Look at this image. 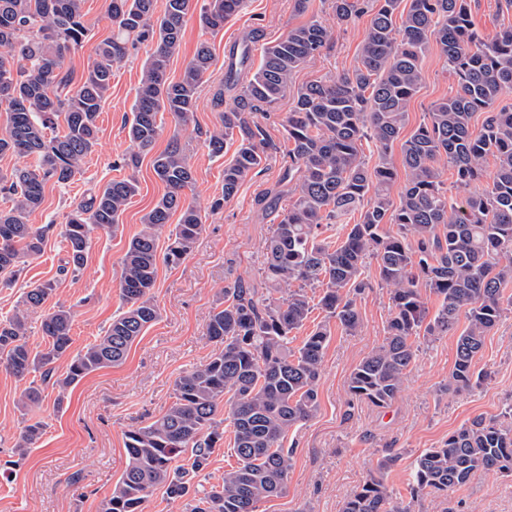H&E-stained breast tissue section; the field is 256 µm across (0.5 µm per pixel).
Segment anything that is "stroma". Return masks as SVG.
<instances>
[{"mask_svg":"<svg viewBox=\"0 0 512 512\" xmlns=\"http://www.w3.org/2000/svg\"><path fill=\"white\" fill-rule=\"evenodd\" d=\"M205 2L193 0L168 72L171 79H178L197 45L206 41L213 52L210 73L188 129H180L171 115H163L155 144L160 152L172 137L180 138L195 172L187 199L201 211L203 232L179 266H159L153 295L160 317L135 341L122 365L100 369L64 391L45 386L43 401L26 408L20 398L28 379L14 376L0 360V512H100L102 499L126 467L125 433L165 413L175 400L176 379L215 353L208 324L224 301L225 289L242 281L258 294L267 292L263 254L277 219L262 211L257 200L276 184L284 165L283 123L293 98L285 96L258 114L267 140L277 151L221 209L212 210L224 184V161L210 155L205 140L221 126L222 110L214 102V93L224 77L227 50L250 42L251 63L256 66L264 44L311 20L322 21L331 29V39L320 55L293 75L291 85L297 88L352 69L368 20L337 22L331 0H310L303 13L295 10L294 0H244L242 9L213 35L201 23ZM81 6L92 39L66 60L78 72L94 60L97 42L112 35L107 0H82ZM149 51V45H139L114 64L94 151L69 186L46 185L43 204L32 213L30 223H64L74 202L124 176L119 163L132 149L125 119ZM423 73V83L409 107L406 128L410 131L425 121L432 103L457 89L456 77L436 51L427 52ZM136 176L138 194L122 213L116 231L94 232L84 267L76 273L66 271V244L50 234L43 253L27 260L16 282L0 286V320L16 313L26 288L51 281L55 290L50 304L64 305L72 312V351H80L104 334L113 317L125 309L119 281L127 244L140 232L143 215L165 191L151 156L142 157ZM363 278L368 287L357 298L361 326L353 335L332 327L319 381L318 410L288 435L294 451L287 489L261 502L258 512H342L347 498L386 457L392 463L384 473L385 484L394 502L410 512H512V476L479 474L445 496L417 500L411 496L417 456L439 447L449 432L476 416L494 417L512 404V311H505L485 338L476 368L488 377L480 386L461 394L446 389L458 331L467 325L462 318L456 330L421 340L400 394L390 407L377 408L348 391L352 370L382 342L391 317L389 292L379 279L375 261H367ZM36 421L43 424L41 437L26 454H18L16 445L24 427Z\"/></svg>","mask_w":512,"mask_h":512,"instance_id":"1","label":"stroma"}]
</instances>
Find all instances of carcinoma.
I'll return each instance as SVG.
<instances>
[{
	"mask_svg": "<svg viewBox=\"0 0 512 512\" xmlns=\"http://www.w3.org/2000/svg\"><path fill=\"white\" fill-rule=\"evenodd\" d=\"M472 0H332L336 20L370 16L357 65L333 81H311L293 95L284 120L288 164L277 184L260 200L270 209L284 196L293 201L277 215L266 242L264 273L274 288L287 290L279 303L257 296L242 283L224 289V307L214 312L208 336L219 345L209 360L175 382V402L161 417L128 430L127 466L100 512H143L150 493L162 487L168 498L192 497L189 512H257V504L284 493L292 450L288 432L318 409V385L330 321L347 332L360 325L357 295L366 260L377 262L380 280L389 287L391 318L381 344L353 369L350 394L378 407L390 405L415 361L413 339L435 337L455 328L460 314L467 327L456 342L448 391L469 390L485 379L475 369L487 333L512 306L506 288L512 281V110L496 103L512 93V26L493 37L474 27ZM243 0H208L202 13L212 33L237 14ZM191 0H109L112 37L100 42L96 58L82 73L65 65L66 56L83 46L88 29L81 0H0V106L6 127L0 155L32 158L28 166L0 173V192L12 206L0 210V282L12 283L24 259L37 257L53 230L67 242L72 271L84 265L92 234L114 229L138 193L132 177L114 179L74 203L66 222L36 226L30 215L44 199L48 182L67 186L81 173L84 158L98 142L97 118L112 82V67L129 47L153 43L142 66L128 134L136 151L123 165L137 167L153 149L159 115L170 113L179 126L193 117L212 52L199 44L181 76L169 79L171 57L183 38ZM329 30L318 20L291 29L263 47L262 61L244 84L251 47L245 43L238 66L224 74L223 85H241L221 115L222 127L208 137L212 156L224 157V144L237 146L224 163L218 208L267 161L271 145L255 116L281 99L293 74L326 47ZM435 49L457 78L454 95L433 104L427 122L403 136L410 102L422 85V63ZM484 119L479 130L472 120ZM377 147L374 165L363 157L362 141ZM400 142L405 186L394 203L389 190L398 172L388 158ZM496 163L492 182L481 190L488 157ZM455 169L456 189H443L441 163ZM154 173L165 193L143 218L121 261L120 291L126 310L112 319L104 335L70 360L63 375L55 363L72 344V314L63 306L48 309L41 321L46 347L38 352L26 341L28 312L48 301L50 282L24 292V309L0 321V354L17 377L40 373L30 382L22 404L42 398V385L65 390L90 373L122 363L134 342L159 317L152 291L158 264L174 267L191 252L203 231L200 210L186 202L194 174L178 137L153 158ZM361 210L337 246L321 238L325 224ZM178 216L168 244L159 250V232ZM394 224L390 233L384 225ZM426 287L440 300L429 315L420 294ZM320 288L325 312L302 346L288 348L290 334L302 328L313 310L306 288ZM229 406L237 466L222 483L191 495L192 480L209 464ZM41 422L25 426L18 450L40 437ZM189 452L184 463L180 454ZM512 473V404L499 417H477L448 434L439 448L426 449L415 461L414 495H445L478 473ZM342 512H405L394 505L377 475L344 503Z\"/></svg>",
	"mask_w": 512,
	"mask_h": 512,
	"instance_id": "1",
	"label": "carcinoma"
}]
</instances>
